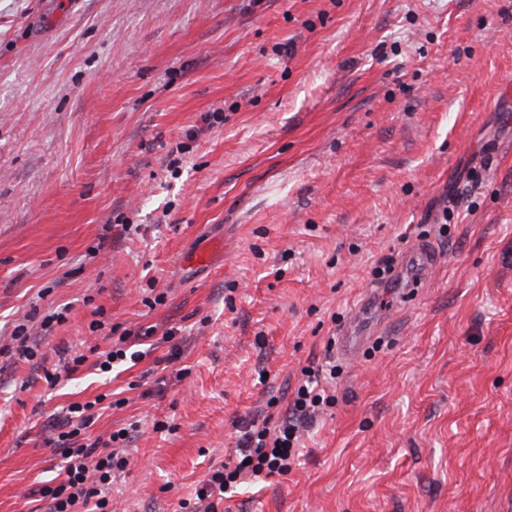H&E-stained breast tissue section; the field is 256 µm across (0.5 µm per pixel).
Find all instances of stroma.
Segmentation results:
<instances>
[{"label":"stroma","mask_w":512,"mask_h":512,"mask_svg":"<svg viewBox=\"0 0 512 512\" xmlns=\"http://www.w3.org/2000/svg\"><path fill=\"white\" fill-rule=\"evenodd\" d=\"M328 361L288 474L216 512H512V0H0V512L100 394L112 512H180Z\"/></svg>","instance_id":"35a3bbf8"}]
</instances>
